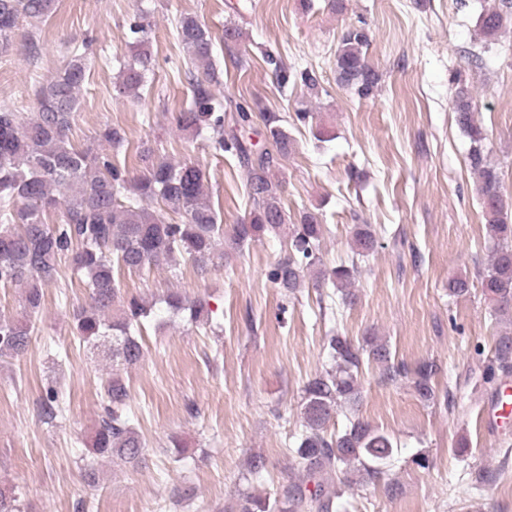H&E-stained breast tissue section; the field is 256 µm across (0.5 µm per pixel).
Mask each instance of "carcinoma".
I'll use <instances>...</instances> for the list:
<instances>
[{
  "instance_id": "1",
  "label": "carcinoma",
  "mask_w": 512,
  "mask_h": 512,
  "mask_svg": "<svg viewBox=\"0 0 512 512\" xmlns=\"http://www.w3.org/2000/svg\"><path fill=\"white\" fill-rule=\"evenodd\" d=\"M53 0H0V60L8 57L13 37L23 22H40L51 12ZM512 22V0H500L479 15L483 37L491 42ZM136 52L132 61L119 66L115 91L140 98L154 59L149 49L152 24L138 13L129 25ZM184 53L175 62L191 86V100L175 113L176 129L185 136L209 133L210 147L239 159L245 192L251 204L248 216L232 227V242L239 248L269 233L277 234L288 223L281 203V184L274 174L278 159L288 157L294 139L280 119H265L266 136L275 152L255 150L246 138L252 124L251 108L217 100L218 83L211 30L196 17L186 15L177 26ZM370 36L367 28L352 25L341 35L335 55L337 83L360 98L374 94L381 75L367 59ZM88 70L85 53L74 49L61 70L35 87L36 110L27 118L13 104H0V285L25 287L30 314L39 313L42 288L55 280L57 259L69 252L73 274L86 279L88 307L76 317V332L90 342L112 332L115 358L132 366L140 362L143 348L139 335L152 313L143 298L131 297L121 314L112 315L120 287L113 265L129 271L180 258L196 267H216L224 260L218 241L224 237L220 213L207 199L208 181L202 168L174 163L163 157L147 162L138 176L129 174L118 159L126 139L120 129L104 126L98 141L108 153L81 149L70 142L68 132L77 112L79 92ZM451 105L455 120L469 139L467 163L485 219L486 234L493 243L481 280L484 295L492 304L491 320L498 327L495 358L503 371L512 369V222L502 193L498 166L491 160L486 135L475 122L472 85L453 82ZM62 208L60 221L46 224L43 211ZM323 234L320 217L312 212L299 216L289 234L288 251L268 271V280L293 298L307 271L320 262L317 256ZM355 255L363 257L374 248L375 237L368 224L353 231ZM354 267L341 265L321 269L316 281L345 296ZM169 308L187 310L196 323L208 324L206 304L191 301L178 292L167 298ZM29 326L0 317V358H17L28 348ZM328 367L311 378L303 389V433L293 450L295 480L274 495L248 494L238 499L234 512H339L343 488L379 482L395 455L391 438L359 417L348 420L346 429L327 434L328 423L338 407L357 398L359 374L364 360L382 367L383 378L396 381L408 370L391 363L387 344L368 338L357 345L348 336L327 339ZM433 361L414 370L412 385L424 402L435 400L432 379L439 373ZM108 400L106 415L87 442V456L107 457L137 466L149 453L128 410L130 392L113 373L103 385ZM42 411L54 419L64 412L59 391L46 390ZM313 488H308V485Z\"/></svg>"
}]
</instances>
